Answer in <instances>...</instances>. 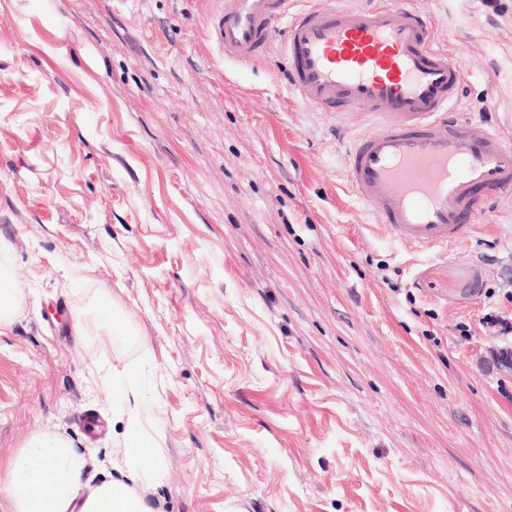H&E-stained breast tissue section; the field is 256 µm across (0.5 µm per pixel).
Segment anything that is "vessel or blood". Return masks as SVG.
I'll return each instance as SVG.
<instances>
[{"instance_id":"obj_1","label":"vessel or blood","mask_w":512,"mask_h":512,"mask_svg":"<svg viewBox=\"0 0 512 512\" xmlns=\"http://www.w3.org/2000/svg\"><path fill=\"white\" fill-rule=\"evenodd\" d=\"M212 38L225 58L279 54L290 92L323 112L361 110L372 130L345 144L348 185L395 241H462L489 199L512 200V146L460 118L464 73L406 0H219Z\"/></svg>"}]
</instances>
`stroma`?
I'll return each mask as SVG.
<instances>
[{"mask_svg": "<svg viewBox=\"0 0 512 512\" xmlns=\"http://www.w3.org/2000/svg\"><path fill=\"white\" fill-rule=\"evenodd\" d=\"M512 144V0H408ZM217 0H0V460L38 435L105 480L144 398L162 512H512V203L448 251L390 239L282 57L224 59ZM128 334L86 339L100 316ZM469 335H462L460 325ZM21 300V293L17 288L8 289L2 294L0 289V328L9 327L15 320Z\"/></svg>", "mask_w": 512, "mask_h": 512, "instance_id": "1", "label": "stroma"}]
</instances>
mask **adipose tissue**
<instances>
[{
    "instance_id": "1",
    "label": "adipose tissue",
    "mask_w": 512,
    "mask_h": 512,
    "mask_svg": "<svg viewBox=\"0 0 512 512\" xmlns=\"http://www.w3.org/2000/svg\"><path fill=\"white\" fill-rule=\"evenodd\" d=\"M121 398L127 432L112 461L114 477L85 487L91 449L34 437L0 466V493L7 496L10 512H160L153 497L164 477V459L143 428L140 391L126 386Z\"/></svg>"
}]
</instances>
